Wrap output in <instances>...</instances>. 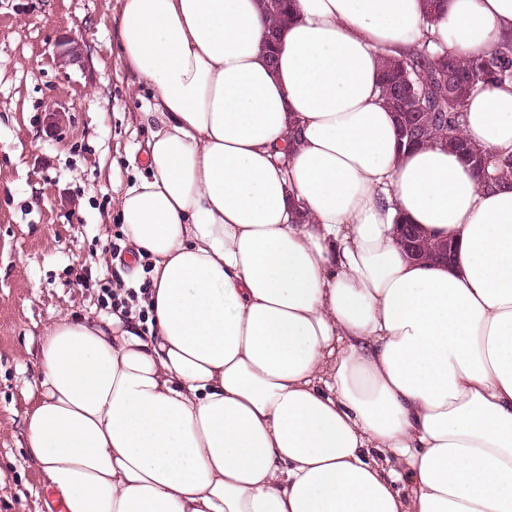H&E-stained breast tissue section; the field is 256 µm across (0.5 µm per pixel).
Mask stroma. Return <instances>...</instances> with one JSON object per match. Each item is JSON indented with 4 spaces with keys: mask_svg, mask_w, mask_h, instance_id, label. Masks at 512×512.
<instances>
[{
    "mask_svg": "<svg viewBox=\"0 0 512 512\" xmlns=\"http://www.w3.org/2000/svg\"><path fill=\"white\" fill-rule=\"evenodd\" d=\"M115 0H0V512H56L25 453L46 327L104 314L99 286L140 287L120 266L115 186L130 183L146 133L135 77L118 58ZM80 59L61 61L62 41Z\"/></svg>",
    "mask_w": 512,
    "mask_h": 512,
    "instance_id": "1",
    "label": "stroma"
}]
</instances>
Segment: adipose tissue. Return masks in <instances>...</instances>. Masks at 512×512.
<instances>
[{
  "label": "adipose tissue",
  "mask_w": 512,
  "mask_h": 512,
  "mask_svg": "<svg viewBox=\"0 0 512 512\" xmlns=\"http://www.w3.org/2000/svg\"><path fill=\"white\" fill-rule=\"evenodd\" d=\"M117 0L149 88L116 196L135 314L66 316L22 423L62 512H512V189L399 151L382 60L512 40V0ZM462 134L512 153V84ZM453 239L407 257L397 227Z\"/></svg>",
  "instance_id": "adipose-tissue-1"
}]
</instances>
